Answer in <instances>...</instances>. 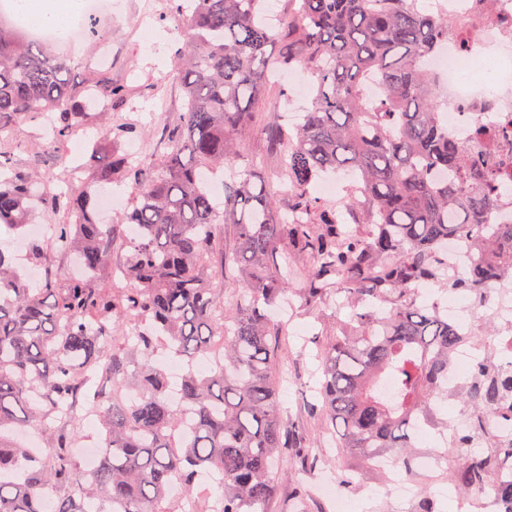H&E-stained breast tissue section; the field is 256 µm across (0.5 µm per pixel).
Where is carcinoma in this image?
<instances>
[{"mask_svg":"<svg viewBox=\"0 0 512 512\" xmlns=\"http://www.w3.org/2000/svg\"><path fill=\"white\" fill-rule=\"evenodd\" d=\"M183 43L175 77L184 109L160 145L138 160L117 144L135 133L114 125L93 144L103 164L92 183L130 186L125 224H100L92 195L44 192V178L16 169L0 150V230L18 234L36 212L62 215L52 235L33 244L46 267L39 286L22 279L0 249V512H180L171 487L194 498L198 512H269L277 495L273 463L296 454L304 467L307 434L289 425L279 399L285 326L270 310L292 291L316 306L341 290L364 310L341 336L321 343L316 391L329 431L368 463L380 455L410 462L419 429L447 398L456 349L481 352L463 385L467 433L448 426L444 453L480 438L491 448L463 464L465 488L492 489L512 512V439L490 428L491 415L512 417V362L499 359L478 334L448 321L440 302L418 303L417 287L433 282L446 294H479L498 278L512 280V223L487 224L496 187L512 175V158L496 145L512 127L475 129L470 145L448 135L441 102L424 59L464 27L424 14L416 0H288L277 26L264 0H171ZM279 45L275 54L267 48ZM300 67L316 95L301 124L287 134L270 125L272 143L288 141L281 159L288 209L237 148L264 104L279 70ZM64 60L43 45L0 28V131L19 115L53 113L52 144L129 100V89L98 78L85 89L104 100L99 112L75 102ZM373 85L379 93L369 98ZM224 173V209L213 204L206 177ZM351 179L340 205L311 197L326 175ZM361 229L337 217V207ZM235 252L224 255L222 225ZM467 235L479 258L464 274H448L441 246ZM77 256V278L55 272L57 259ZM236 282L216 288L217 271ZM201 356L215 359L201 374ZM184 363L185 423L167 400L162 360ZM389 375L395 398L384 399ZM92 401L103 444L92 473H78L70 448L82 437L75 408ZM40 425L53 453L34 460L10 436ZM218 476L213 498L200 478Z\"/></svg>","mask_w":512,"mask_h":512,"instance_id":"obj_1","label":"carcinoma"}]
</instances>
